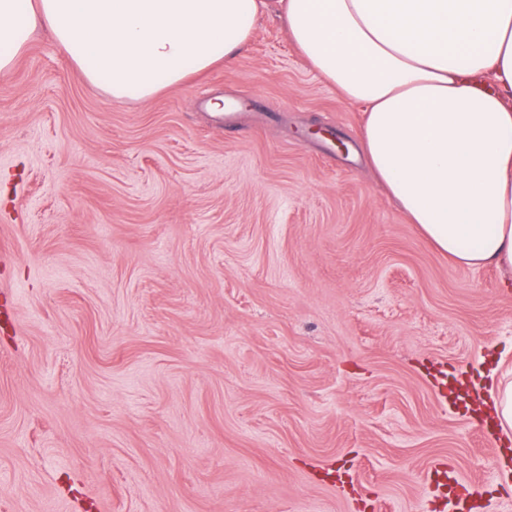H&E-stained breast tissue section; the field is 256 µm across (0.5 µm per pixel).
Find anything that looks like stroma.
<instances>
[{"instance_id":"35a3bbf8","label":"stroma","mask_w":512,"mask_h":512,"mask_svg":"<svg viewBox=\"0 0 512 512\" xmlns=\"http://www.w3.org/2000/svg\"><path fill=\"white\" fill-rule=\"evenodd\" d=\"M363 124L273 14L121 103L29 39L0 78V512H443L453 483L512 512V282L408 223ZM491 394L494 399V413L507 440L512 432V377L505 374L496 385L493 383Z\"/></svg>"}]
</instances>
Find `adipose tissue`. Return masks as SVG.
Returning a JSON list of instances; mask_svg holds the SVG:
<instances>
[{
    "instance_id": "1",
    "label": "adipose tissue",
    "mask_w": 512,
    "mask_h": 512,
    "mask_svg": "<svg viewBox=\"0 0 512 512\" xmlns=\"http://www.w3.org/2000/svg\"><path fill=\"white\" fill-rule=\"evenodd\" d=\"M272 12L364 105L361 148L410 223L512 277V0H0V77L41 29L113 102L146 100L235 58Z\"/></svg>"
}]
</instances>
